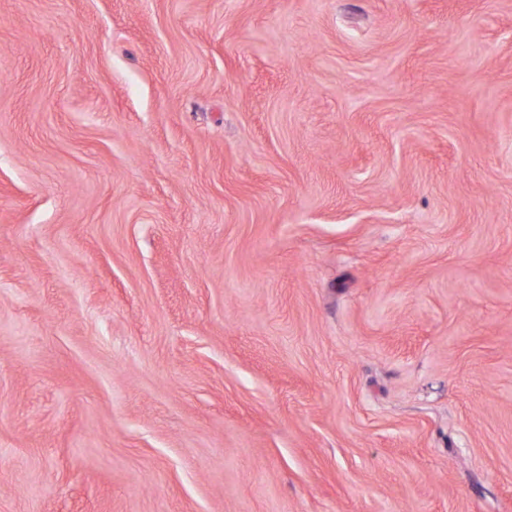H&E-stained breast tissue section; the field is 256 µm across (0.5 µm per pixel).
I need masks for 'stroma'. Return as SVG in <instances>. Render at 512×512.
Listing matches in <instances>:
<instances>
[{"label": "stroma", "mask_w": 512, "mask_h": 512, "mask_svg": "<svg viewBox=\"0 0 512 512\" xmlns=\"http://www.w3.org/2000/svg\"><path fill=\"white\" fill-rule=\"evenodd\" d=\"M0 512H512V0H0Z\"/></svg>", "instance_id": "35a3bbf8"}]
</instances>
